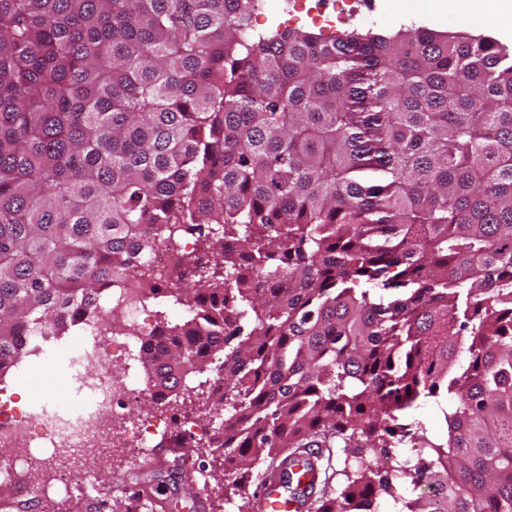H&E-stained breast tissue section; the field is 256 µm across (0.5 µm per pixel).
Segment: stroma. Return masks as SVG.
Segmentation results:
<instances>
[{"label": "stroma", "mask_w": 512, "mask_h": 512, "mask_svg": "<svg viewBox=\"0 0 512 512\" xmlns=\"http://www.w3.org/2000/svg\"><path fill=\"white\" fill-rule=\"evenodd\" d=\"M428 0H375L374 7L359 5L355 14L347 16L337 25V33L353 30L378 33L395 32L400 25L416 23L442 32L485 35L496 38L512 47V20L498 18L487 11L467 10L465 15L440 17L427 11ZM78 328H71L54 352L53 358L28 353L24 360L28 366L25 374L7 372L6 384L14 392L23 408L37 413L43 410L63 418L81 416L92 422L96 409L88 403L77 384L70 379L66 354L78 341ZM194 469L184 465L174 468V476L164 489H157L152 477L154 465L143 459L129 458L117 451L93 478V493H74L47 498L40 493L41 478L34 471L25 472L28 493L21 503L20 512H88L95 499L108 497L115 512H121L128 495L123 488L130 483L139 484L144 496L153 498L154 512H205L204 503H213L212 512H239L241 496L227 489L225 466L222 460L212 459L207 449L194 448Z\"/></svg>", "instance_id": "1"}]
</instances>
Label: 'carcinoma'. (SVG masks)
Segmentation results:
<instances>
[{
    "instance_id": "cac0c4a2",
    "label": "carcinoma",
    "mask_w": 512,
    "mask_h": 512,
    "mask_svg": "<svg viewBox=\"0 0 512 512\" xmlns=\"http://www.w3.org/2000/svg\"><path fill=\"white\" fill-rule=\"evenodd\" d=\"M260 6L0 0V367L97 314L177 210L191 316L158 312L141 363L175 396L205 376L233 494L268 460L294 497L300 451L336 446L310 512H512V51L260 33ZM423 400L444 436L401 423ZM319 451L320 460L318 465L322 472V480L326 477L329 478L328 486L332 496H336L342 486L344 477L342 475H336V470H340L343 467V461L345 459V452L342 448H314Z\"/></svg>"
}]
</instances>
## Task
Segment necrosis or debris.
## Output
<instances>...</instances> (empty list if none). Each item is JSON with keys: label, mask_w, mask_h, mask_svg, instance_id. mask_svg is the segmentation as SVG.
Masks as SVG:
<instances>
[{"label": "necrosis or debris", "mask_w": 512, "mask_h": 512, "mask_svg": "<svg viewBox=\"0 0 512 512\" xmlns=\"http://www.w3.org/2000/svg\"><path fill=\"white\" fill-rule=\"evenodd\" d=\"M195 252L194 242L179 235L163 236L156 250L135 259L123 282L114 284L106 306L97 319L85 322L79 343L73 348L74 363L85 366L87 399L107 414L128 413L147 396L131 373L115 374L112 362H136L142 345L159 341L162 327L149 319V303L159 292L183 285L182 275ZM156 428L138 421L120 435L101 438L95 425L83 422L58 425L33 419L16 410L7 386L0 385V447L11 444L12 454L0 456V493L7 492L19 471L45 466L43 494L83 491L113 449L138 456L148 448ZM50 449L41 458L40 449ZM84 448L88 454L81 468L66 460L70 449Z\"/></svg>", "instance_id": "necrosis-or-debris-1"}]
</instances>
